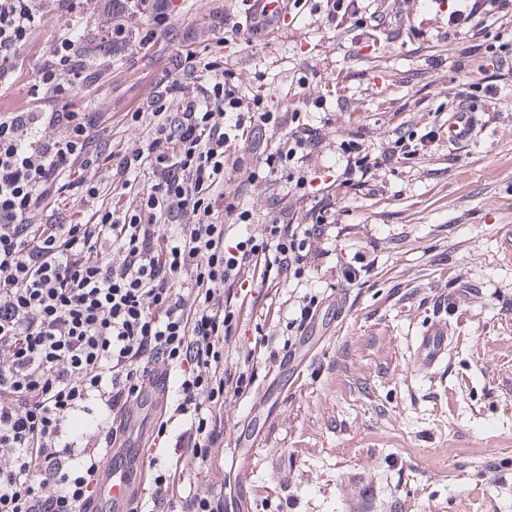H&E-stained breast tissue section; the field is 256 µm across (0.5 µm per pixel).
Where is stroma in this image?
<instances>
[{
    "label": "stroma",
    "instance_id": "obj_1",
    "mask_svg": "<svg viewBox=\"0 0 512 512\" xmlns=\"http://www.w3.org/2000/svg\"><path fill=\"white\" fill-rule=\"evenodd\" d=\"M366 6L382 25L334 24L301 5L226 40L199 0H173L171 31L124 59L120 84L102 62L103 78L77 104L105 115L146 101L189 39L228 59L236 83L276 110L305 92V118L330 145L309 161L304 189L311 201L337 197L335 223L311 242L316 259L299 284L253 282L224 345L252 378L224 397V445L210 472L224 512H512V72L497 94L476 98L474 142L440 139L374 179L341 184L343 141L360 133L381 149L396 131L444 123L454 86L512 44V22L471 36L449 29L448 0ZM65 23L98 32L99 0H73L35 31L0 112L33 106L30 73ZM476 42L471 70L451 69ZM312 296L314 315L298 326ZM433 324L450 345L429 370L416 338Z\"/></svg>",
    "mask_w": 512,
    "mask_h": 512
}]
</instances>
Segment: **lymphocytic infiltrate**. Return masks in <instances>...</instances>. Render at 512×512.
Here are the masks:
<instances>
[{
    "instance_id": "f902f5d3",
    "label": "lymphocytic infiltrate",
    "mask_w": 512,
    "mask_h": 512,
    "mask_svg": "<svg viewBox=\"0 0 512 512\" xmlns=\"http://www.w3.org/2000/svg\"><path fill=\"white\" fill-rule=\"evenodd\" d=\"M61 2L0 0V84ZM103 2L101 38L113 54L151 47L172 26L171 0ZM211 2L217 30L234 35L281 15L268 0H248L241 19ZM493 17L512 19V0H456L448 27L467 32ZM171 64L155 95L123 115L142 134L131 153L102 155L99 113L67 108L98 80L69 33L34 76L49 107L0 113V512H90L132 445V411L146 408L161 373L174 386L157 432L183 425L177 447L193 473L177 512H224L207 476L224 445V395L248 386L224 357L240 309L230 290L269 258L281 283L302 277L309 241L336 205H245L248 186L301 188L303 165L324 142L319 128L305 123L303 101L276 112L243 92L223 56L180 51ZM63 71L70 82L59 81ZM434 137L400 132L372 151L355 135L343 147L346 178H372ZM75 170L84 176L74 183ZM230 176L239 187L228 193ZM69 189L87 220L56 211ZM37 209L46 223H29ZM188 213L194 223H184ZM256 222L257 236L248 231ZM87 413L88 428L76 429Z\"/></svg>"
}]
</instances>
